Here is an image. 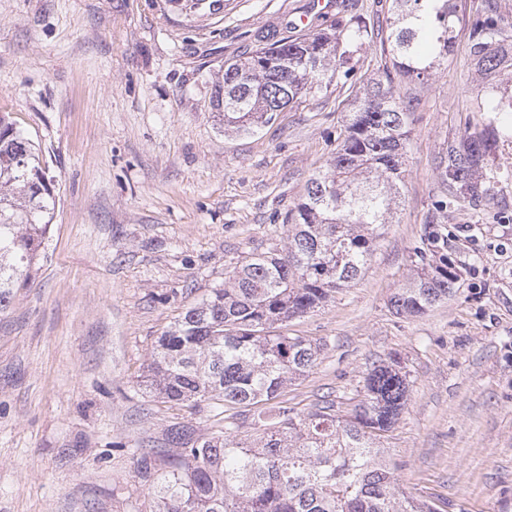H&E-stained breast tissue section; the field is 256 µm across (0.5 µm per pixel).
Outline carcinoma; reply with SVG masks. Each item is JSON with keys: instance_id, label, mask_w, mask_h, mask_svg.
Masks as SVG:
<instances>
[{"instance_id": "1", "label": "carcinoma", "mask_w": 512, "mask_h": 512, "mask_svg": "<svg viewBox=\"0 0 512 512\" xmlns=\"http://www.w3.org/2000/svg\"><path fill=\"white\" fill-rule=\"evenodd\" d=\"M168 2L213 14L221 0ZM387 13L392 68L364 85L327 167L309 178L306 194L288 211L286 250L251 253L231 282L187 308L152 351L150 391L177 403L239 405L258 431L251 442L173 433L182 451L154 491L157 512H435L430 501L400 490L382 445L407 403L401 370L374 366L364 398L347 417L332 404L306 416L286 405L267 407L314 367L320 351L278 332L280 325L320 307L360 275L400 196L411 109L392 73L423 80L453 52L452 0H388ZM373 35L370 21L350 12L337 32L282 37L224 61L213 99L224 129L253 133L296 102L352 80V47ZM511 38L494 0H484L469 19L477 71L512 68L503 45ZM510 130L511 121L494 118L448 142L436 166L443 191L413 248L419 272L391 298L396 313L421 316L459 287L448 236L434 220L450 199L475 206L494 199L504 173L489 159ZM54 211L40 146L0 114L1 311L46 257Z\"/></svg>"}]
</instances>
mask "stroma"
Masks as SVG:
<instances>
[{
    "label": "stroma",
    "instance_id": "1",
    "mask_svg": "<svg viewBox=\"0 0 512 512\" xmlns=\"http://www.w3.org/2000/svg\"><path fill=\"white\" fill-rule=\"evenodd\" d=\"M310 0H224L188 16L166 0H0V113L39 143L56 185L47 258L0 312V512H154L153 489L180 456L172 430L221 435L213 406L145 386L156 341L253 251L284 249V216L336 150L363 82L384 62L363 44L357 82L279 113L257 132L226 131L212 105L225 60L270 34L340 21ZM448 60L413 100L403 185L372 259L285 335L319 343L315 366L279 399L299 414L330 401L346 414L380 362L409 381L383 437L401 489L437 512H512V137L491 164L498 192L438 219L460 286L425 315L395 314L413 249L440 192L436 159L512 73L469 57L471 0Z\"/></svg>",
    "mask_w": 512,
    "mask_h": 512
}]
</instances>
